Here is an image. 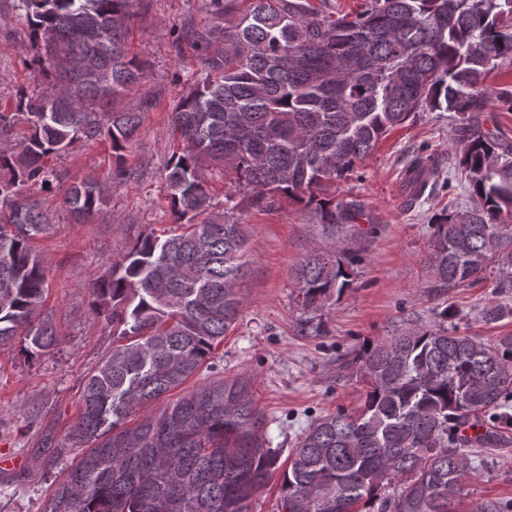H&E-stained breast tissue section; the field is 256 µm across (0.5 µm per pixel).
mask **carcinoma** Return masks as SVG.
<instances>
[{
	"instance_id": "carcinoma-1",
	"label": "carcinoma",
	"mask_w": 512,
	"mask_h": 512,
	"mask_svg": "<svg viewBox=\"0 0 512 512\" xmlns=\"http://www.w3.org/2000/svg\"><path fill=\"white\" fill-rule=\"evenodd\" d=\"M27 22L28 49L50 61L49 90L21 91L16 110L30 133L0 146V345L23 337L27 362L48 353L59 330L43 312L47 271L32 247L55 231L33 196L58 180L49 156L102 138L113 165L153 100L138 94L146 63L126 35L145 0H10ZM205 0L211 19L172 31L188 43L199 76L172 106L184 143L165 168L168 203L181 232L138 234L100 272L89 306L112 330V349L85 379L81 416L63 438L78 449L43 512H250L279 469L247 377L218 378L131 417L168 396L209 360L234 326L250 261L241 215L281 199L305 204L338 230L364 216L354 197L326 196L377 142L418 112L458 118V168L470 205L435 216L428 268L442 287L491 280L512 292V145L485 134L487 75L512 57V0H368L335 17L333 0ZM232 174L214 201L204 171ZM426 162L405 173L421 197ZM62 203L77 223L104 215L95 176L67 184ZM342 259L311 252L295 271L312 312L350 287ZM365 385L361 406L314 420L289 450L279 512H448L471 470L465 449L495 448L512 421V333L482 339L443 322L412 324L343 360ZM399 486L382 497L386 485Z\"/></svg>"
}]
</instances>
